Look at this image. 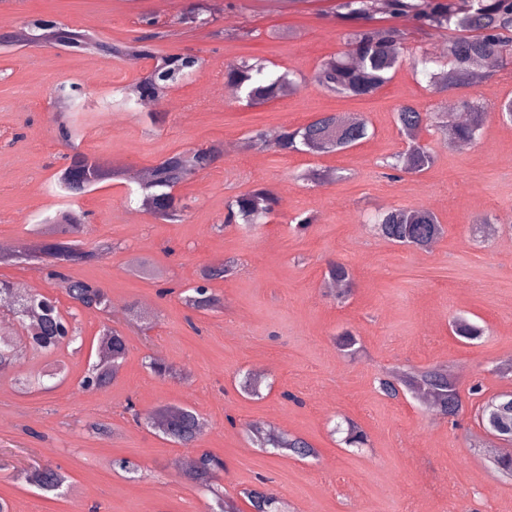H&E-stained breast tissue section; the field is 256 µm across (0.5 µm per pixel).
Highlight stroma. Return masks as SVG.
<instances>
[{
  "label": "stroma",
  "instance_id": "35a3bbf8",
  "mask_svg": "<svg viewBox=\"0 0 512 512\" xmlns=\"http://www.w3.org/2000/svg\"><path fill=\"white\" fill-rule=\"evenodd\" d=\"M197 0H0V28L49 16L89 30L104 42L144 35L142 16L156 17L163 54H192L195 71L171 88L151 124L120 90L150 64L40 44L0 49V241L34 244L32 225L63 206L87 214L90 261L64 273L103 288L112 314L75 308L57 280L39 265L0 263V279L53 296L62 314H75L84 340L80 352L62 348L65 375L49 390H20L17 371L0 375V499L11 512H209L207 491L180 469L186 448L134 420L164 405L193 408L207 422L196 452L220 457L225 495L247 508L244 496L258 478L291 512H512V479L491 463V441L475 420L481 400L469 388L482 383L491 396L512 391V375L497 368L512 355V125L492 107L512 97V66L467 90L434 93L402 65L377 94L341 98L315 85L261 105L224 98V67L267 60L279 70L312 76L320 61L343 48L336 0H206L214 21L187 28L181 19ZM76 83L79 111L87 115L80 151L113 157L132 172L179 152L223 146L209 169L176 193L187 204L180 223L140 206V193L123 179L62 200L55 173L72 154L55 126L54 90ZM469 96L489 112L479 140L445 146L439 134L422 141L435 158L426 172L392 178L383 158L405 143L394 123L405 101L442 111ZM324 112L361 114L374 133L360 145L330 154H282L248 149L249 131L300 127ZM309 168L333 169L338 181H303ZM273 189L278 203L268 223L245 230L225 225L228 199L250 187ZM426 207L445 227L432 251L387 242L367 222L391 207ZM315 216L305 233L290 227L300 213ZM231 259L233 271L213 281L220 310L197 312L182 292L201 268ZM346 265L353 292L338 303L324 283L330 263ZM141 318L130 323L127 308ZM464 316L485 326L480 339L454 336L450 323ZM124 331L128 354L105 388L84 390L104 323ZM361 352L343 354L334 341L343 330ZM161 356L176 377L160 379L145 366ZM452 367L464 411L458 422L432 414L412 397L393 400L377 379L391 367ZM263 368L260 396L240 392L241 374ZM358 423L370 446L344 448L333 428ZM111 423L110 435L90 431ZM305 438L317 458L300 460L258 448L249 424ZM138 466L136 478L112 460ZM62 468L70 488L43 493L15 479L34 466Z\"/></svg>",
  "mask_w": 512,
  "mask_h": 512
}]
</instances>
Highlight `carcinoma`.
<instances>
[{
  "mask_svg": "<svg viewBox=\"0 0 512 512\" xmlns=\"http://www.w3.org/2000/svg\"><path fill=\"white\" fill-rule=\"evenodd\" d=\"M377 14L393 18L409 17L421 29L448 32V41L436 56L413 58L412 68L423 74L428 86L442 92L451 88L468 87L474 70L479 68L490 74L512 63L509 47L512 46V0H339L336 16L352 29L343 35L344 49L325 58L317 67L314 82L321 88L343 98H364L377 93L390 82L403 63L404 32L395 25L376 28L360 24ZM214 20L211 8L198 4L191 7L182 23L190 28L209 24ZM38 30L46 40L68 46L75 51L96 50L127 61L152 60L154 65L144 76L123 89V100H161L166 92L188 74L189 59L186 54H161L153 45L159 37L156 32L141 35L126 43H105L86 30L69 27L50 17H36L26 22L22 30ZM226 82L235 86L238 93L251 105L273 101L287 93L297 91L302 80L291 71L277 73L267 69L262 62H231L224 68ZM459 107L467 112V121L449 126L440 120L437 112H424L406 101L395 108L394 122L406 147L391 155L387 166L395 171L421 174L434 163L430 148L418 141L422 130L435 129L450 146L474 143L483 128L486 113L484 106L468 97L459 100ZM56 121L60 136L75 142L77 131L71 122V113L60 112ZM370 136L369 122L361 115L341 117L323 113L302 127H288L280 131L278 139L270 142L263 130L252 131L247 146L273 147L283 154L308 152L312 154L337 153L356 147ZM220 150L215 146L193 149L175 154L165 161L128 175L143 190V203L158 217L171 222L183 220L186 205L174 194V189L189 177L210 168ZM101 166L94 158L76 152L69 166L57 173L56 187L68 196L89 191L84 183L86 173ZM277 204L276 194L265 186H255L239 193L226 204L224 223L237 224L250 229L261 223ZM82 215L64 209L43 224H36L33 233L49 237L53 242L34 249L33 254L16 252L0 256V263L12 258L26 257L50 260L57 268L76 263L92 256L83 248L81 236L85 233ZM370 230L378 237L400 246L426 248L444 234L443 225L429 209L389 208L377 214ZM234 263L224 262L203 267L190 294L184 302L196 311H212L220 299L212 292L210 283L230 273ZM51 275L63 283L70 299L77 305L97 309L107 315L112 313V300L108 293L91 283L69 278L55 270ZM326 277L345 284L336 299L344 302L352 292L353 280L349 269L342 263H332ZM12 296L11 305L20 327L25 331V345L43 356L54 354L63 344L79 339L77 328H69L56 301L40 293H28L19 298L10 283L0 280V295ZM37 319L36 326L30 325ZM453 333L467 341L483 336L485 328L465 317L452 321ZM128 351L124 334L105 326L100 331L96 361L91 373L80 382V387L101 389L110 384L118 374ZM17 345L0 337V372H7L20 365ZM383 395L396 399L406 394L416 399L427 396L434 401V408L445 417L455 418L462 410V397L456 377L446 364L426 368H392L378 377ZM477 419L485 430L512 436V393H500L488 399L478 409ZM146 424L156 434L180 444L194 447L205 428V419L191 408L166 406L147 413ZM251 439L261 448H271L279 455L299 458L316 457L317 450L304 438L276 433L263 423L248 426ZM343 434L341 443L347 448H365L367 433L352 421L338 428ZM224 470L220 458L202 453L195 457L187 478L207 489L214 496L212 512H241L237 502L215 490L213 482L217 472ZM29 484L45 493L59 496L67 487L68 475L58 468L43 467L29 472ZM252 512H282L277 496L264 488L244 492Z\"/></svg>",
  "mask_w": 512,
  "mask_h": 512,
  "instance_id": "cac0c4a2",
  "label": "carcinoma"
}]
</instances>
